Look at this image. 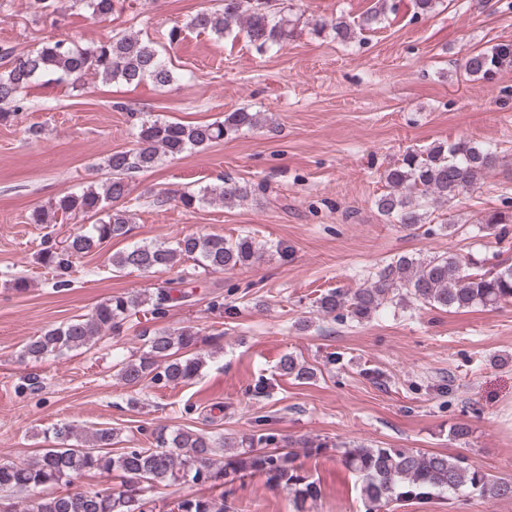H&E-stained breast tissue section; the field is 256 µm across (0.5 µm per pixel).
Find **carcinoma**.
<instances>
[{
	"mask_svg": "<svg viewBox=\"0 0 512 512\" xmlns=\"http://www.w3.org/2000/svg\"><path fill=\"white\" fill-rule=\"evenodd\" d=\"M76 6L88 10L93 17L107 19L124 4L122 0H71V7ZM388 7L389 0H377L375 7L353 24L342 17L317 19L313 31L329 30L335 39L348 43L354 38L355 29L370 30L381 22ZM187 27L217 37L236 28L263 53L292 37L295 23L290 12L271 11L262 7L260 0H220L218 7L196 13ZM462 66L467 76L490 83L503 69L512 67V41L469 51ZM88 77L134 87L148 81L156 88L171 86L177 80L157 44L137 33L118 32L92 45L73 38L49 39L22 54L0 47V125L11 126L19 121L26 107L24 94L30 88L51 85L75 91L84 87ZM260 122V113L245 109L224 114L222 121L196 124L136 117L134 147L114 151L105 159L108 178L101 187L90 185L80 192H67L32 214L35 224H62L80 215L97 217L85 230L49 242L38 251L40 265L52 274L53 287L71 285L73 258L128 235L133 219L128 206L133 174L153 169L164 157L174 159L192 149L208 147ZM496 162L494 151L467 139L438 142L424 153L408 151L401 162L386 170L389 191L376 198V209L392 224L406 228L424 224L430 206L454 204L462 192L478 188ZM267 189L262 182L241 183L224 176L216 184L181 191L177 202L186 210L213 201L232 206L260 193L264 195ZM480 223L488 235L505 237L512 224V204L506 201L503 208L486 212ZM262 255V249L249 235L226 239L192 234L171 246L133 245L112 255L115 270L162 273L181 260L191 265L178 279L163 281L150 295H114L92 314L31 337L22 356L37 361L89 348L140 313L149 314L154 320L163 319L171 308L193 302L191 285L197 282L200 272L250 265ZM394 298L447 310L496 306L512 301V264L485 269L481 260L471 256H400L357 288L323 293L317 301L318 312L333 320L349 315L360 322L376 315ZM142 337V354L119 363L117 376L127 389L135 392L148 381L176 386L199 376L205 359L194 352L199 335L193 327L146 328ZM280 367L298 381H311L316 376L313 368L292 356L284 357ZM52 433L55 447L41 449L20 465L0 462V492L25 493L39 488H49L51 492L23 507L13 496L0 495V512H148L152 490L166 481L180 480L206 485L208 491L178 499L174 512H229L224 493L216 489L254 474L263 475L267 483L288 491L296 512H306V504L322 496L320 485L303 472L297 452L255 448L257 444H275L271 435L254 434L244 442L177 429L158 432L154 448L114 452L117 433L112 428H99L83 436L69 424H56ZM245 444L248 448L242 452L222 460L215 458L216 448L237 449ZM339 453L344 467L360 480L365 512H379L392 502L439 494L512 499V480L474 468L463 456L357 445L341 448ZM90 471L119 474L125 490L115 494L109 489L72 488L75 480Z\"/></svg>",
	"mask_w": 512,
	"mask_h": 512,
	"instance_id": "obj_1",
	"label": "carcinoma"
}]
</instances>
